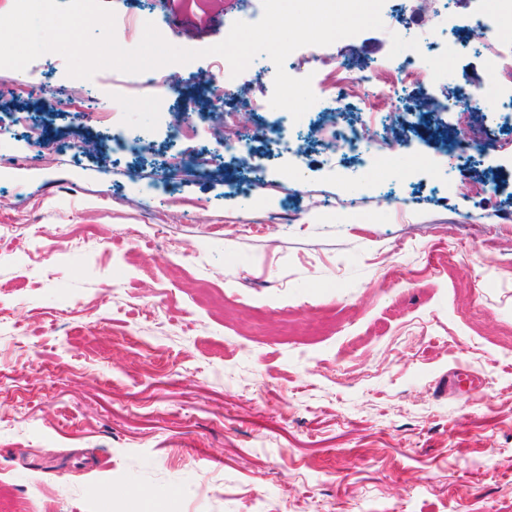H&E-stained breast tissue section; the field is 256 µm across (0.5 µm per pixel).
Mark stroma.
Wrapping results in <instances>:
<instances>
[{"instance_id":"stroma-1","label":"stroma","mask_w":512,"mask_h":512,"mask_svg":"<svg viewBox=\"0 0 512 512\" xmlns=\"http://www.w3.org/2000/svg\"><path fill=\"white\" fill-rule=\"evenodd\" d=\"M169 18L172 45L221 42L260 0H107ZM479 0H439L413 32L436 83L408 85L396 128L410 179L380 186L353 157L329 163L325 109L362 37L302 47L316 103L295 157L270 152L261 113L253 184L201 121L165 137L126 74L83 93L123 102L138 151L68 145L112 132L77 122L42 86L68 84L47 53L0 69V512H512V122L484 109L490 148L450 163L452 114L426 97L482 77L495 50L461 22ZM458 26L434 41L436 16ZM190 150L215 161L170 171ZM295 170L293 191L280 182ZM489 182V194L449 186ZM321 207H312V199ZM468 241H449L448 228ZM162 293L158 303L146 287Z\"/></svg>"}]
</instances>
